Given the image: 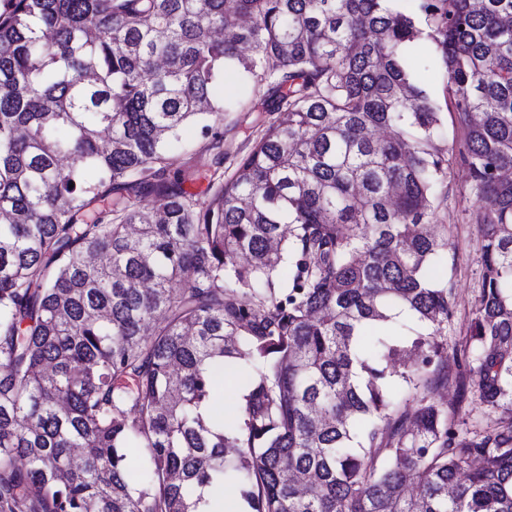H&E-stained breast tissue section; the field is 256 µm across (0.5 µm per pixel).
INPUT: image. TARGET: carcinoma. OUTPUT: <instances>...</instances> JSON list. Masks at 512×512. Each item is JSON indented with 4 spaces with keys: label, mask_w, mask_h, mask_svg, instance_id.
Returning a JSON list of instances; mask_svg holds the SVG:
<instances>
[{
    "label": "carcinoma",
    "mask_w": 512,
    "mask_h": 512,
    "mask_svg": "<svg viewBox=\"0 0 512 512\" xmlns=\"http://www.w3.org/2000/svg\"><path fill=\"white\" fill-rule=\"evenodd\" d=\"M512 0H0V512H512ZM432 42L464 137L416 78ZM272 101L224 159V72ZM483 214L448 364L432 223ZM408 309L416 326L375 333ZM245 374L234 422L218 383ZM472 379L483 417L466 426Z\"/></svg>",
    "instance_id": "obj_1"
}]
</instances>
